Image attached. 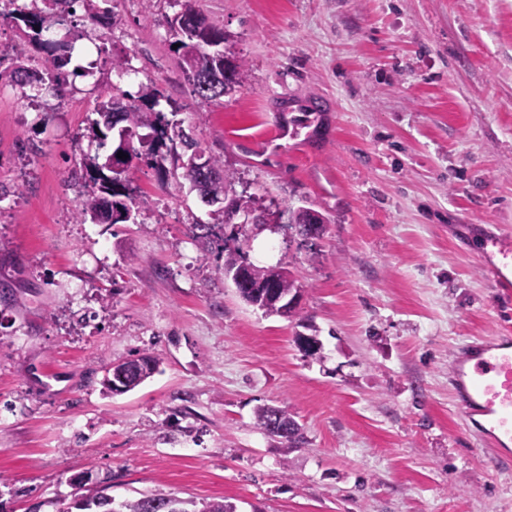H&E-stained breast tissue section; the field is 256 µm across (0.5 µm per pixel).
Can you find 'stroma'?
Segmentation results:
<instances>
[{
	"label": "stroma",
	"instance_id": "1",
	"mask_svg": "<svg viewBox=\"0 0 512 512\" xmlns=\"http://www.w3.org/2000/svg\"><path fill=\"white\" fill-rule=\"evenodd\" d=\"M108 7L111 25L80 9L52 25L101 46L91 75L0 88V289L19 297L0 302V512H50L86 470L118 499L161 488L240 512H512V465L448 386L455 352L499 325L479 252L512 232V0H197L249 68L211 104L172 50V0ZM150 80L166 120L280 213L249 259L290 261L320 357L239 298L222 254L199 256L226 226L181 176L134 161L131 220L80 223L70 174L116 146L92 139L96 108ZM301 205L326 218L320 238L289 230ZM147 350L160 373L103 395L105 369ZM263 403L307 445L265 437ZM255 425L269 438L276 439L277 431H288V448H302L307 438L302 425L289 412L286 406L260 404L253 410Z\"/></svg>",
	"mask_w": 512,
	"mask_h": 512
}]
</instances>
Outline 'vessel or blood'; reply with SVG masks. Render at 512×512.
Segmentation results:
<instances>
[{
  "mask_svg": "<svg viewBox=\"0 0 512 512\" xmlns=\"http://www.w3.org/2000/svg\"><path fill=\"white\" fill-rule=\"evenodd\" d=\"M491 284L512 288V246L490 237L482 253ZM449 386L467 431L477 434L497 458L512 455V334L477 337L457 353Z\"/></svg>",
  "mask_w": 512,
  "mask_h": 512,
  "instance_id": "b4317fda",
  "label": "vessel or blood"
}]
</instances>
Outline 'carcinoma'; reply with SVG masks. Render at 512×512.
<instances>
[{"mask_svg":"<svg viewBox=\"0 0 512 512\" xmlns=\"http://www.w3.org/2000/svg\"><path fill=\"white\" fill-rule=\"evenodd\" d=\"M40 6L32 8L25 3L22 6L0 16L14 23L15 27H25L28 37L44 53L41 67H32L29 60L17 55L8 65H3L6 54L0 52V87L41 83L48 79L53 85L62 87L70 75L89 70L79 67L71 72L65 70L75 52V42L59 43L44 37L48 31L47 19L68 11L74 3H82L87 17L96 21L109 15L104 4L108 0H37ZM180 11L167 20L173 43L177 44L179 66L185 79L192 87V92L201 101L210 103L232 94L245 86L248 70L244 61L224 49L227 35L224 29L207 23L205 17L195 8L194 0H176ZM164 95L152 82L139 85L136 95L123 90H116L110 100L97 108L98 119L91 127L92 135L99 144H104L112 132L111 116L114 112L124 114V137H129L133 130L147 128L152 137L147 149L135 147L128 149L118 145L105 161L99 155H85L79 168L71 172V178L84 184L85 193L80 201L78 216L81 220L95 219L108 211L112 223L125 222L122 210L137 205L130 187L128 171L135 160H147V163L161 174L167 173L166 161L173 157V162L183 159V154L197 156L204 160V166L218 172L219 177L209 182H202L196 195L201 202L212 204L225 202L238 213L252 219L256 224L277 223L275 212L256 206L255 197L236 190L238 178L235 173L224 168L220 159L206 156L199 143L191 133L177 126H171L159 109ZM179 140L183 153L173 152L170 143ZM128 155L126 159L117 157L118 153ZM308 210L293 209L289 211L288 227L297 235L305 237L310 233L307 222ZM248 241L246 234L235 228L224 235L221 253L224 255V275L231 278L240 270H245L253 288L257 290H274L278 297L290 302L300 295L303 285L289 268V263L281 260L274 265H260L251 262L245 250ZM295 326V343L302 346L308 342L317 349H322L318 328L309 319L292 312ZM255 425L269 438L277 436V431H288V447L302 448L307 438L302 425L289 412L288 408L273 404H260L253 410ZM114 499L103 495L85 494L77 490L71 497H58L52 502L54 512H192V501H185L164 492H156L139 498L127 499L118 507H113ZM198 512H237L236 503L228 499L210 500L202 503Z\"/></svg>","mask_w":512,"mask_h":512,"instance_id":"cac0c4a2","label":"carcinoma"}]
</instances>
